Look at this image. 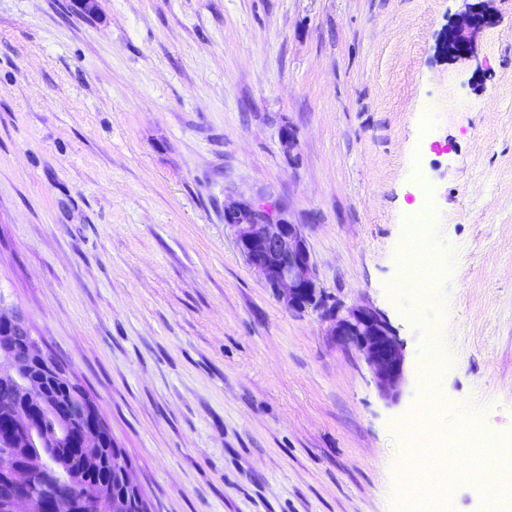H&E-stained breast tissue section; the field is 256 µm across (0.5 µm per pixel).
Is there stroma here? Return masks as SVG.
I'll return each instance as SVG.
<instances>
[{
  "instance_id": "stroma-1",
  "label": "stroma",
  "mask_w": 512,
  "mask_h": 512,
  "mask_svg": "<svg viewBox=\"0 0 512 512\" xmlns=\"http://www.w3.org/2000/svg\"><path fill=\"white\" fill-rule=\"evenodd\" d=\"M98 5L0 0V293L155 512H414L419 415L464 450L439 512H512V475L475 478L512 444V0L456 60L437 40L464 0ZM254 201L302 225L331 299L384 314L397 402L241 256L224 210Z\"/></svg>"
}]
</instances>
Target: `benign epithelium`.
Instances as JSON below:
<instances>
[{"mask_svg": "<svg viewBox=\"0 0 512 512\" xmlns=\"http://www.w3.org/2000/svg\"><path fill=\"white\" fill-rule=\"evenodd\" d=\"M489 23L484 10L470 5L448 22L440 50L456 59L470 56L480 30ZM266 203H241L224 209L226 223L236 232V245L250 267L290 311L312 310L326 323L327 335L348 342L369 367L381 395L399 399L405 383V353L384 315L370 306L341 309L324 306L315 264L300 224H285L275 213L264 214ZM0 322L20 333L30 330L26 318L0 298ZM14 426L36 433L37 418L19 409ZM13 499L32 498V482L25 470L12 474Z\"/></svg>", "mask_w": 512, "mask_h": 512, "instance_id": "7a95c632", "label": "benign epithelium"}]
</instances>
